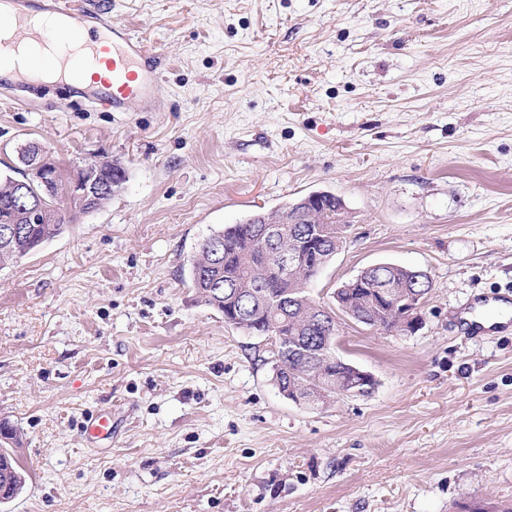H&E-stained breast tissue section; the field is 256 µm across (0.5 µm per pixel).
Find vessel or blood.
I'll list each match as a JSON object with an SVG mask.
<instances>
[{
  "label": "vessel or blood",
  "instance_id": "vessel-or-blood-1",
  "mask_svg": "<svg viewBox=\"0 0 512 512\" xmlns=\"http://www.w3.org/2000/svg\"><path fill=\"white\" fill-rule=\"evenodd\" d=\"M40 8L57 18L69 38L50 47L30 19L31 0H0V25L10 26L6 46L29 57L52 54L60 68L79 63L91 73V100L115 112L155 111L159 71L157 57L143 40L121 22L106 19L94 0H40ZM497 302L479 299L462 316L467 332L484 335L498 320ZM82 432L89 438L112 435V418L104 412L89 417Z\"/></svg>",
  "mask_w": 512,
  "mask_h": 512
}]
</instances>
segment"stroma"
Wrapping results in <instances>:
<instances>
[{
  "instance_id": "1",
  "label": "stroma",
  "mask_w": 512,
  "mask_h": 512,
  "mask_svg": "<svg viewBox=\"0 0 512 512\" xmlns=\"http://www.w3.org/2000/svg\"><path fill=\"white\" fill-rule=\"evenodd\" d=\"M105 2L159 54L160 110L63 84L0 103L1 176L28 142L126 175L0 269V425L26 476L0 512L512 507V334L460 324L512 290V0ZM314 191L350 227L313 299L379 263L433 282L416 332L339 315L337 355L376 385L319 408L189 274L224 225ZM96 411L112 436L91 443ZM82 432L89 438H111L112 417L107 413L98 412L85 421Z\"/></svg>"
}]
</instances>
